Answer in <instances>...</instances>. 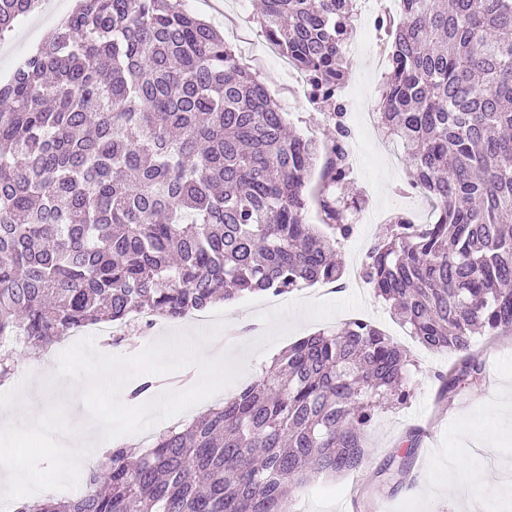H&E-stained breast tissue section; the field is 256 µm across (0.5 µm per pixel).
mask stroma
<instances>
[{
	"instance_id": "1",
	"label": "stroma",
	"mask_w": 512,
	"mask_h": 512,
	"mask_svg": "<svg viewBox=\"0 0 512 512\" xmlns=\"http://www.w3.org/2000/svg\"><path fill=\"white\" fill-rule=\"evenodd\" d=\"M259 4L260 0H186L192 14L222 32L245 66L260 73L291 125L301 134L323 139L321 108L300 86L290 85L286 57L256 21ZM75 6L76 0H43L39 9L19 19L0 40V71L32 54ZM382 76L374 55L367 51L348 59L346 83L362 109L376 108ZM375 140L376 133L369 127L355 135L364 163L354 186L366 193L373 210L405 209V168L395 164ZM321 290L318 284L304 287L292 297L288 309L262 314L255 309L259 300L255 294L218 303L222 328L202 333L209 356L230 354L250 365L249 374L222 391V398L233 397L256 380L291 342L340 325L349 313L392 317L388 304L373 289H348L320 304L316 298ZM396 342L410 350L415 361L407 404L380 411L368 426L372 455L362 469L336 479L318 478L289 500L288 512H512V335L474 337L471 350L482 362L486 380L444 402L436 399L434 373L447 368L451 355L427 350L406 334ZM413 428L423 432L415 465L417 481L411 489L393 493L381 486L378 473ZM463 458L491 474L484 494L473 502L448 489V469Z\"/></svg>"
}]
</instances>
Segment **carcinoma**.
<instances>
[{"label":"carcinoma","mask_w":512,"mask_h":512,"mask_svg":"<svg viewBox=\"0 0 512 512\" xmlns=\"http://www.w3.org/2000/svg\"><path fill=\"white\" fill-rule=\"evenodd\" d=\"M39 2L0 0V38ZM356 18V0H263L262 31L325 108L313 187L325 153L287 135L260 76L184 0H79L0 87V349L341 282L345 205L365 203L335 193L352 183L338 89ZM378 25L380 125L434 218L395 217L359 273L410 335L457 356L435 373L446 400L483 373L472 338L512 334V0H400ZM410 365L365 320L303 337L234 399L139 453L112 446L76 496L14 512H287L292 492L365 464V430L407 401ZM156 387L144 376L127 398ZM420 437L381 471L396 492Z\"/></svg>","instance_id":"cac0c4a2"}]
</instances>
